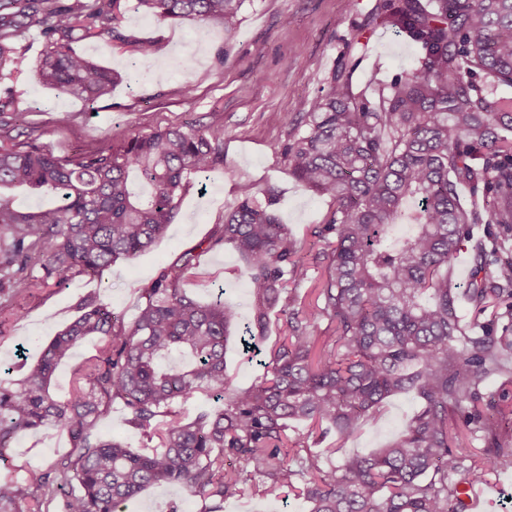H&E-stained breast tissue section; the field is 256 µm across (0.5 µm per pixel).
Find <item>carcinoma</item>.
I'll list each match as a JSON object with an SVG mask.
<instances>
[{
  "label": "carcinoma",
  "mask_w": 512,
  "mask_h": 512,
  "mask_svg": "<svg viewBox=\"0 0 512 512\" xmlns=\"http://www.w3.org/2000/svg\"><path fill=\"white\" fill-rule=\"evenodd\" d=\"M241 0H137L159 22L216 18L238 24ZM381 23L406 33L421 54L405 75L370 100L354 92L349 58L325 93L291 126L283 145L288 174L330 197L334 209L312 235L336 238L321 287L300 296L288 282L306 275L301 245L274 213L275 197L247 196L224 213L205 248L183 254L145 289L134 322L124 324L95 297L42 350L22 377L0 379V512H43L63 493L61 512H123L151 485L224 498L247 485L272 499L294 495L309 512H466L459 485L512 468V410L494 406L469 420L484 433L480 458L463 455L448 411L481 399L479 385L512 373V336H470L458 311L450 263L469 243L474 270L464 297L474 312L512 298V259L473 235L475 224L512 227V0H398L378 7ZM124 0H0V128L23 123L8 85L19 43L40 31L38 81L95 102L117 75L76 51L83 39L131 44ZM224 163V129L180 124L137 132L62 161L34 143L0 142V296L100 277L119 259L148 249L174 219L187 177ZM474 198L461 205L458 188ZM56 204L21 211L14 193ZM232 246L250 271L251 317L241 340L264 356L266 373L230 388L224 350L238 313L224 289L209 302L186 289L202 253ZM497 264L496 275L485 274ZM281 336L264 346L270 314ZM331 336H316L320 321ZM96 354L72 374L68 397L53 392L63 359L88 338ZM180 356L187 363L165 367ZM419 408L405 433L380 451H313L288 435L307 423L321 439L358 432L394 393ZM224 403L192 418L176 410L198 395ZM153 449L134 452L105 439L100 422L112 403ZM60 427L70 458L24 473L9 463L12 439ZM463 476V482L454 479Z\"/></svg>",
  "instance_id": "cac0c4a2"
}]
</instances>
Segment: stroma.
Masks as SVG:
<instances>
[{"label":"stroma","mask_w":512,"mask_h":512,"mask_svg":"<svg viewBox=\"0 0 512 512\" xmlns=\"http://www.w3.org/2000/svg\"><path fill=\"white\" fill-rule=\"evenodd\" d=\"M376 0H244L234 32L221 22L160 23L126 0L124 30L134 39L155 44L149 65L137 80H129L133 58L126 48L105 40H84L83 55L112 68L118 80L112 93L95 104L59 94L36 76L43 45L31 30L20 45V62L13 90L22 126L11 130L18 143L32 142L59 158L95 148L157 127L200 122L224 127V162L207 177L189 176L177 214L165 235L132 259L115 262L103 278L77 276L63 285L34 288L8 301L0 312V372L33 362L41 348L78 315L82 298L94 296L111 306L125 323H132L143 302L142 293L165 267L175 265L186 251L210 236L225 212L247 196L272 192L275 212L309 258L307 275L298 290L322 277L318 253L325 240L312 237L311 227L325 223L333 209L328 197L299 185L288 175L282 155L290 128L277 117H296L309 101L325 91L331 71L348 53L359 65L353 75L355 92L374 97L409 70L420 54L407 35L369 21ZM185 60L175 68V60ZM67 122H59L60 113ZM224 289L241 321H248L252 296L245 262L232 247L205 253L187 289L207 301ZM226 374L245 388L264 372L255 358L230 338L225 353ZM418 405L412 395L387 398L363 420L356 435L342 441L346 452L370 454L399 439ZM67 433L49 427L21 436L10 448L19 468H44L69 455ZM203 499L171 485L147 488L126 505V512H204ZM221 512H308L301 500L266 499L248 491L225 498Z\"/></svg>","instance_id":"1"}]
</instances>
